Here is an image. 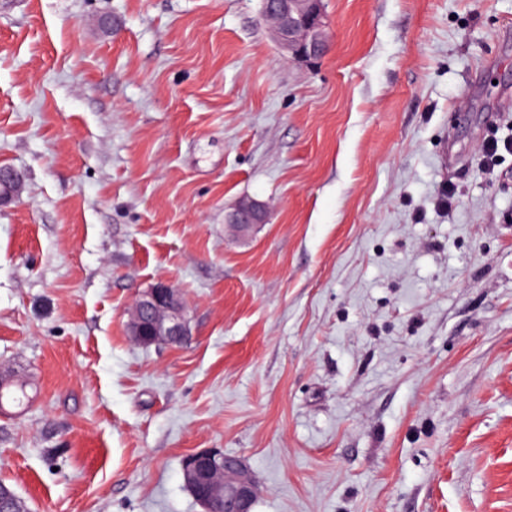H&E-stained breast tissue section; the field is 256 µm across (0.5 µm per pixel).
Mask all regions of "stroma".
I'll return each mask as SVG.
<instances>
[{"instance_id":"stroma-1","label":"stroma","mask_w":512,"mask_h":512,"mask_svg":"<svg viewBox=\"0 0 512 512\" xmlns=\"http://www.w3.org/2000/svg\"><path fill=\"white\" fill-rule=\"evenodd\" d=\"M0 0V483L28 512H512V0ZM454 188L452 205L444 189ZM272 201L241 236L226 215ZM171 282L180 345L126 309ZM262 16L289 58L316 63L329 49L322 0H263ZM503 152L512 153V140L485 139L480 147L484 165L492 170L497 166ZM182 475L206 512H249L246 504L256 497L255 482L246 467L226 463L221 451L187 455Z\"/></svg>"}]
</instances>
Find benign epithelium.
<instances>
[{
  "label": "benign epithelium",
  "instance_id": "1",
  "mask_svg": "<svg viewBox=\"0 0 512 512\" xmlns=\"http://www.w3.org/2000/svg\"><path fill=\"white\" fill-rule=\"evenodd\" d=\"M262 16L273 40L289 58L315 63L325 56L329 41L325 32L322 0H263ZM18 173L0 167V204L20 187ZM269 206L244 200L230 223L240 233L266 222ZM127 333L138 344L174 346L190 335L182 295L169 282L160 281L141 292L128 310ZM185 484L205 512H249L246 504L256 497V486L246 467L224 460V453L203 450L187 455L182 463Z\"/></svg>",
  "mask_w": 512,
  "mask_h": 512
}]
</instances>
